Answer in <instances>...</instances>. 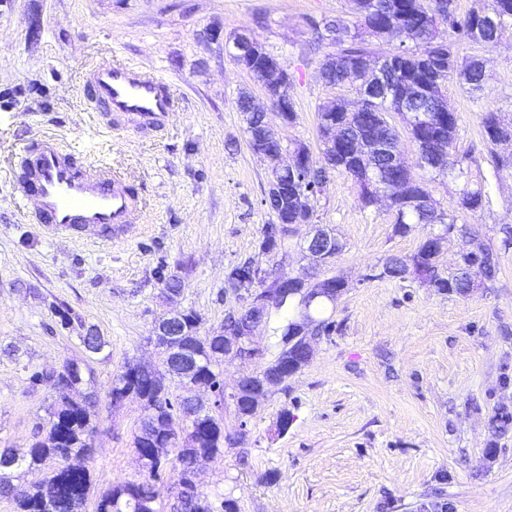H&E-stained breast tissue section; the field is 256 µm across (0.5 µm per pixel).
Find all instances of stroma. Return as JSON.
I'll return each instance as SVG.
<instances>
[{
  "label": "stroma",
  "instance_id": "1",
  "mask_svg": "<svg viewBox=\"0 0 512 512\" xmlns=\"http://www.w3.org/2000/svg\"><path fill=\"white\" fill-rule=\"evenodd\" d=\"M336 17L355 22L351 0H0V448H28L49 423L59 395L32 375L74 362L95 401L90 501L139 479L133 438L145 412L135 400L112 408L114 374L128 362L161 364L152 330L168 307L196 312L200 333L219 331L238 307L227 273L256 256L262 226L276 221L263 203L266 167L235 107L244 91L264 102V90L224 43L247 29L279 56L298 115L283 142L317 160L319 107L358 99L319 76L332 47L315 43L313 29ZM459 54L489 61L484 94L455 81L445 91L459 117L455 151L472 155L485 208H457L460 179H421L456 224L498 253L495 280L463 298L412 277L368 279L370 266L413 254L431 228L395 233L384 204L362 207L351 179L335 176L314 217L343 251L311 264L302 224L263 267L343 277L331 311L339 329L313 337L311 362L260 400L246 429L225 406L224 453L200 468L201 493L233 496L241 512H417L437 496L452 512H512V429L493 426L498 408L512 410V245L499 231L512 225V168L495 160L512 145L490 150L480 120L489 109L512 118V23L494 47L464 43ZM103 56L170 82L177 103L165 132L111 137L93 118L84 73ZM44 133L63 136L81 160L110 164L138 192L143 213L128 237L76 242L28 217L15 169L23 146ZM174 278L182 288L170 304ZM90 328L105 343L96 353L81 341Z\"/></svg>",
  "mask_w": 512,
  "mask_h": 512
}]
</instances>
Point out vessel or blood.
Instances as JSON below:
<instances>
[{
    "label": "vessel or blood",
    "instance_id": "1",
    "mask_svg": "<svg viewBox=\"0 0 512 512\" xmlns=\"http://www.w3.org/2000/svg\"><path fill=\"white\" fill-rule=\"evenodd\" d=\"M85 94L108 121L143 133L165 130L176 110L165 79L108 57L87 70ZM17 180L22 199L36 204V220L52 235L73 240L111 242L143 208L124 179L109 167L78 163L52 135L26 149Z\"/></svg>",
    "mask_w": 512,
    "mask_h": 512
}]
</instances>
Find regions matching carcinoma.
I'll return each instance as SVG.
<instances>
[{"instance_id": "obj_1", "label": "carcinoma", "mask_w": 512, "mask_h": 512, "mask_svg": "<svg viewBox=\"0 0 512 512\" xmlns=\"http://www.w3.org/2000/svg\"><path fill=\"white\" fill-rule=\"evenodd\" d=\"M354 9L363 21V30H350L341 18L326 21L315 27L319 43L330 42L336 50L325 55L320 63L321 79L328 85H350L357 89L359 101L352 110L343 100L331 101L320 107L319 131L330 122L336 123L339 143L336 155L323 154V162L333 163L336 173L350 178L358 188L362 207L373 203L371 194L384 191L395 181L404 184L402 195L390 199L389 207L396 213L395 231L407 232L412 226L446 225L469 238V248L461 256L457 272L447 274L440 270L438 258L432 249L430 237H425L414 254L406 259H387L379 273L369 278L402 281L415 271L427 273L432 287L440 292L470 295L474 287L464 275V265L475 258L484 262L496 277L499 267L498 254L481 242L467 225H457L448 220V213L433 200L426 185L415 178L408 166L399 168L389 165V158L373 159L366 145L377 137L384 139L387 149L399 152L397 127L390 121L399 117L404 128L418 149L416 166L438 176L453 174L464 180L457 206L476 212L484 208L486 199L482 186H472L469 181L471 157H458L453 153L458 119L448 109L444 90L446 85L457 81L466 90L476 93L485 88L487 60L463 58L459 55L462 43L490 47L499 31L491 28L474 30L477 14L494 13L500 24L512 21V0H480L464 18L457 15L455 0H353ZM448 27L453 38L445 41L448 52L441 57L434 45L440 41L438 29ZM373 30L384 31L383 38H407L414 48L398 47L382 57H374L363 46L362 34ZM481 125L487 146L494 145L488 130L495 125L512 131V124L504 123L498 113L491 110L481 113ZM288 206L278 202L265 203L272 212L288 218H314L313 200L316 195H301L295 191V175L283 178ZM298 300L285 302L262 317L261 326L266 328L273 321L278 326L273 332L285 337L290 335L296 319ZM327 307L319 301L311 305L310 316L317 331L330 333L337 329L335 321L326 316ZM186 347L202 354L206 362L199 371L217 383L224 382V339L221 336L199 334L198 326L187 322ZM154 377L150 372H138L133 377L116 373L112 378V390L133 387L139 395L153 399ZM161 415L181 420L183 444L172 449L163 463L153 458L154 440L145 424H140L134 441L136 451L147 459L148 470L137 481L125 482L102 494L96 512H164L162 497L166 467L177 477L187 481V474L200 459L224 452V419L214 417L186 421V406L181 398H166L161 404ZM93 427L90 426L88 405L69 406L64 402L53 408L46 431L36 434L29 450L23 455L20 468L10 475H3L4 463L14 455L9 448L0 449V495L13 499L17 512H85L92 489L90 472L73 474L56 467L51 475L37 485L24 486L25 470H38L51 461L62 460L70 454L92 456ZM176 512H240L238 501L218 496V501L192 489L187 497L177 501Z\"/></svg>"}]
</instances>
